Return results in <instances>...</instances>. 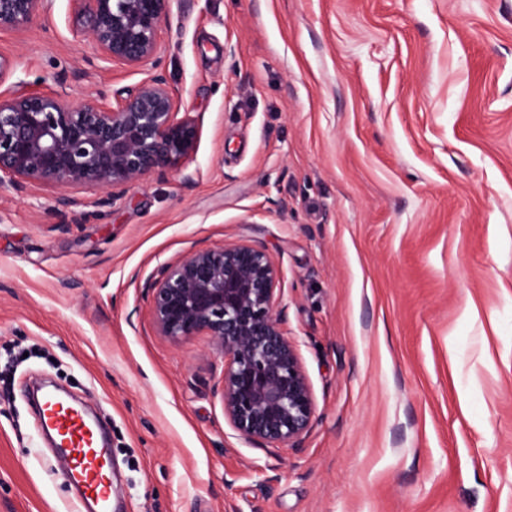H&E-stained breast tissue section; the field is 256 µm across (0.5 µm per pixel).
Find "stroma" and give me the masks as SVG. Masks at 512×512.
Returning <instances> with one entry per match:
<instances>
[{
	"label": "stroma",
	"instance_id": "1",
	"mask_svg": "<svg viewBox=\"0 0 512 512\" xmlns=\"http://www.w3.org/2000/svg\"><path fill=\"white\" fill-rule=\"evenodd\" d=\"M181 171L103 207L0 192V512H75L27 387L98 411L120 512H512V0H173ZM0 95L112 105L70 0L0 32ZM72 206L56 210L60 196ZM241 241L278 271L314 399L295 447L238 436L209 337L162 336L164 262Z\"/></svg>",
	"mask_w": 512,
	"mask_h": 512
}]
</instances>
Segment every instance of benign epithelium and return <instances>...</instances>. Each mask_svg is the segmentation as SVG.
<instances>
[{"mask_svg": "<svg viewBox=\"0 0 512 512\" xmlns=\"http://www.w3.org/2000/svg\"><path fill=\"white\" fill-rule=\"evenodd\" d=\"M79 30L102 58L148 65L152 75L116 107L73 105L53 94L0 98V191L37 182L94 186L99 203L123 196L151 173L179 171L194 156L200 128L179 113L160 71L162 25L172 0H71ZM52 0H0V31H21ZM278 272L247 243L194 250L165 262L146 289L161 335L205 334L224 354V416L248 442L295 446L314 401L294 344L278 314Z\"/></svg>", "mask_w": 512, "mask_h": 512, "instance_id": "obj_1", "label": "benign epithelium"}]
</instances>
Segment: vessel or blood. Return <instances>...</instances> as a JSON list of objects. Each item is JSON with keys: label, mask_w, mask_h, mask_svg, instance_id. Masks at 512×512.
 Instances as JSON below:
<instances>
[{"label": "vessel or blood", "mask_w": 512, "mask_h": 512, "mask_svg": "<svg viewBox=\"0 0 512 512\" xmlns=\"http://www.w3.org/2000/svg\"><path fill=\"white\" fill-rule=\"evenodd\" d=\"M35 428L54 434L65 449L62 476L79 491V512H112V460L99 440V428L83 411L52 393L42 399Z\"/></svg>", "instance_id": "vessel-or-blood-1"}]
</instances>
